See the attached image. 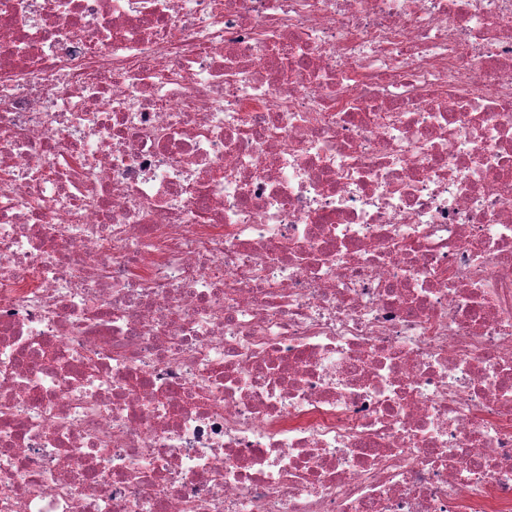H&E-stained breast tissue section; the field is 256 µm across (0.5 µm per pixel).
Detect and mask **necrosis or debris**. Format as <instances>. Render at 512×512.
<instances>
[{
	"instance_id": "4bbe7bcc",
	"label": "necrosis or debris",
	"mask_w": 512,
	"mask_h": 512,
	"mask_svg": "<svg viewBox=\"0 0 512 512\" xmlns=\"http://www.w3.org/2000/svg\"><path fill=\"white\" fill-rule=\"evenodd\" d=\"M0 512H512V0H0Z\"/></svg>"
}]
</instances>
